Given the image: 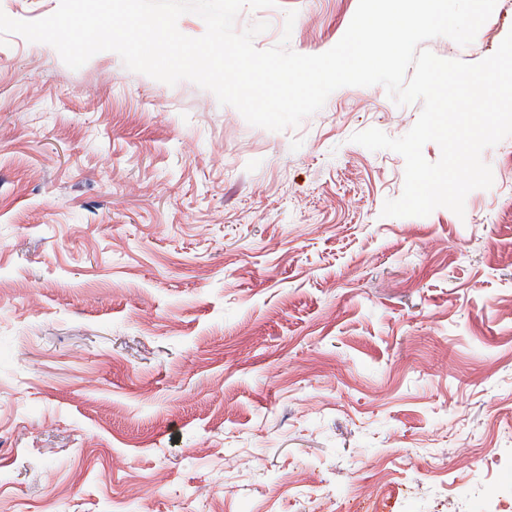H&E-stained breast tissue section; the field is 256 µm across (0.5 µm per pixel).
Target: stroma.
Wrapping results in <instances>:
<instances>
[{"label": "stroma", "mask_w": 512, "mask_h": 512, "mask_svg": "<svg viewBox=\"0 0 512 512\" xmlns=\"http://www.w3.org/2000/svg\"><path fill=\"white\" fill-rule=\"evenodd\" d=\"M358 0L237 29L315 55ZM512 31L503 0L461 46ZM421 102L255 127L106 51L0 44V512H498L512 499V137L464 216L385 217Z\"/></svg>", "instance_id": "obj_1"}]
</instances>
